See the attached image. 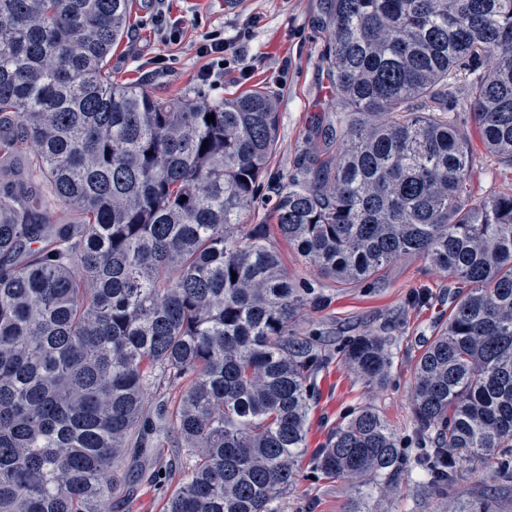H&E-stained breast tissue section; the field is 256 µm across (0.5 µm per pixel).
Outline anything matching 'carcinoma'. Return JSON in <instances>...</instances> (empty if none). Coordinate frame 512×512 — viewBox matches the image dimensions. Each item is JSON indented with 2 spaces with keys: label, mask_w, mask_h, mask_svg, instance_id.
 Instances as JSON below:
<instances>
[{
  "label": "carcinoma",
  "mask_w": 512,
  "mask_h": 512,
  "mask_svg": "<svg viewBox=\"0 0 512 512\" xmlns=\"http://www.w3.org/2000/svg\"><path fill=\"white\" fill-rule=\"evenodd\" d=\"M131 0H0V512H112L129 450L163 431L190 465L165 512H276L306 449L307 381L326 356L298 336L297 288L259 224L339 284L424 257L462 285L414 361L423 487L498 455L512 501V192L473 198L470 115L512 165V0H329L336 156L274 176L279 112L255 89L176 104L112 83ZM215 115L207 121L206 116ZM59 208L69 222H53ZM392 338L338 343L383 386ZM175 389L147 413V394ZM330 478L402 472L370 406L316 453Z\"/></svg>",
  "instance_id": "obj_1"
}]
</instances>
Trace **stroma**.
Segmentation results:
<instances>
[{
  "label": "stroma",
  "mask_w": 512,
  "mask_h": 512,
  "mask_svg": "<svg viewBox=\"0 0 512 512\" xmlns=\"http://www.w3.org/2000/svg\"><path fill=\"white\" fill-rule=\"evenodd\" d=\"M226 0H134L127 38L112 53V80L131 84L171 103L185 95L230 96L261 87L276 99L280 116L279 141L269 169L288 175L310 159L326 160L336 153L328 133L336 124L330 112L332 96L326 57L328 0H246L230 9ZM176 23L170 38L155 14ZM252 36L241 53L252 71L249 78L225 73L219 86L200 81L207 63L198 48L218 31L234 37L243 28ZM472 190L475 196L512 190V166L482 148L473 151ZM250 223L268 225V239L279 253L289 277L312 289L319 302L300 311L297 334L319 332L330 343L380 332L395 340L394 360L384 388L367 386L329 354L311 379L306 432L307 453L298 463L287 492L276 501L278 512H353L368 505L372 512H439V497L418 487L416 460L421 439L412 419L409 395L413 362L426 342L447 319L457 281L432 269L420 257L406 255L388 265L381 281L341 287L322 277L301 258L276 228L268 211L260 209ZM373 406L394 429L408 468L393 491L365 496L350 479L315 476L313 457L341 419L362 406ZM173 463L167 484L151 481L157 462ZM129 465L136 479L131 492H119L113 512H164L166 495L189 466L183 449L150 435L147 450L132 454Z\"/></svg>",
  "instance_id": "stroma-1"
}]
</instances>
